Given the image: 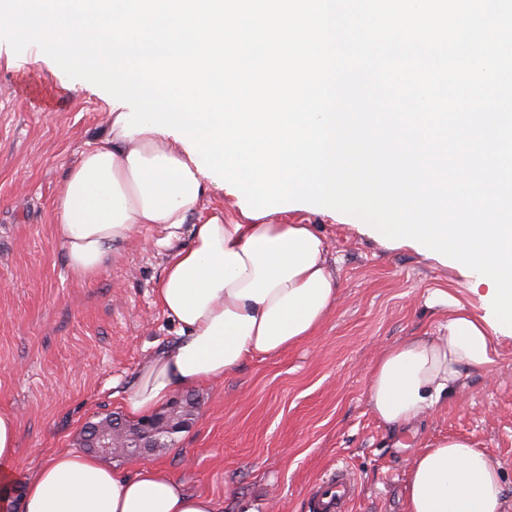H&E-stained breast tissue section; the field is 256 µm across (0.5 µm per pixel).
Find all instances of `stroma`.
<instances>
[{"mask_svg": "<svg viewBox=\"0 0 512 512\" xmlns=\"http://www.w3.org/2000/svg\"><path fill=\"white\" fill-rule=\"evenodd\" d=\"M107 108L66 88L36 49L18 54L0 40V409L19 423L18 488L51 455L77 447L88 422L121 412L119 391L177 337L156 303L167 250L136 236L105 273L82 281L56 238V199L103 133ZM286 218L325 238L341 285L336 310L307 341L194 389V420L172 447L107 463L164 468L220 512H306L310 491L341 462L357 481L350 512H405L411 457L453 437L499 466L512 501L511 339L499 341L488 371L412 427L389 429L369 406L377 353L436 327L442 315L426 304L434 290L473 300L472 278L413 249H387L341 216Z\"/></svg>", "mask_w": 512, "mask_h": 512, "instance_id": "1", "label": "stroma"}]
</instances>
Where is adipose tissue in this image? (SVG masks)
Returning <instances> with one entry per match:
<instances>
[{"mask_svg":"<svg viewBox=\"0 0 512 512\" xmlns=\"http://www.w3.org/2000/svg\"><path fill=\"white\" fill-rule=\"evenodd\" d=\"M120 114L109 109L103 136L70 168L55 232L80 280L103 274L117 247L146 225L160 232L155 246L169 251L156 301L178 337L124 389L122 405L135 420L177 391L221 381L249 359L309 339L336 308L339 283L315 225L207 209L217 185L200 174L186 145L153 130L124 135ZM185 227L188 243L173 248ZM430 303L447 308L445 322L383 348L369 369L370 408L393 428L413 426L497 354L500 334L480 314L443 291ZM17 433L14 413L0 410V497L19 492L21 512H219L212 497L187 492L162 468L146 465L129 476L69 449L14 489ZM405 503L406 512H506L499 468L458 438L414 455Z\"/></svg>","mask_w":512,"mask_h":512,"instance_id":"obj_1","label":"adipose tissue"}]
</instances>
